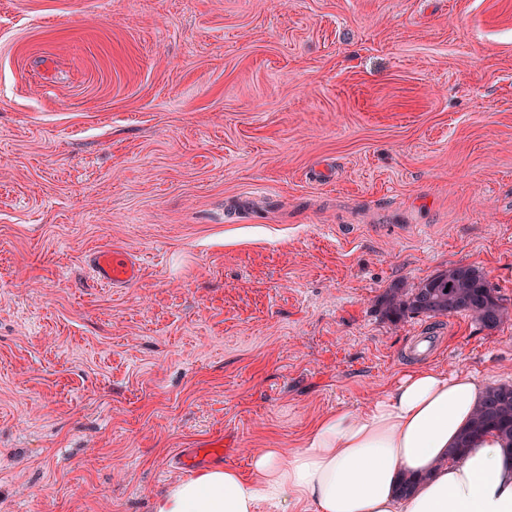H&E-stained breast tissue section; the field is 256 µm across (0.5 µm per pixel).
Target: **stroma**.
<instances>
[{
    "label": "stroma",
    "mask_w": 512,
    "mask_h": 512,
    "mask_svg": "<svg viewBox=\"0 0 512 512\" xmlns=\"http://www.w3.org/2000/svg\"><path fill=\"white\" fill-rule=\"evenodd\" d=\"M458 264L497 329L382 314ZM429 358L512 383V0H0V512H150ZM97 276L104 282L126 283L137 277L135 265L128 259L112 255L110 252H99L93 260Z\"/></svg>",
    "instance_id": "obj_1"
}]
</instances>
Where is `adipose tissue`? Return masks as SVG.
Here are the masks:
<instances>
[{"mask_svg": "<svg viewBox=\"0 0 512 512\" xmlns=\"http://www.w3.org/2000/svg\"><path fill=\"white\" fill-rule=\"evenodd\" d=\"M483 394L468 373L416 365L362 409L325 414L303 447L259 449L245 472L197 469L151 512H512V455L495 434L450 456Z\"/></svg>", "mask_w": 512, "mask_h": 512, "instance_id": "1", "label": "adipose tissue"}]
</instances>
